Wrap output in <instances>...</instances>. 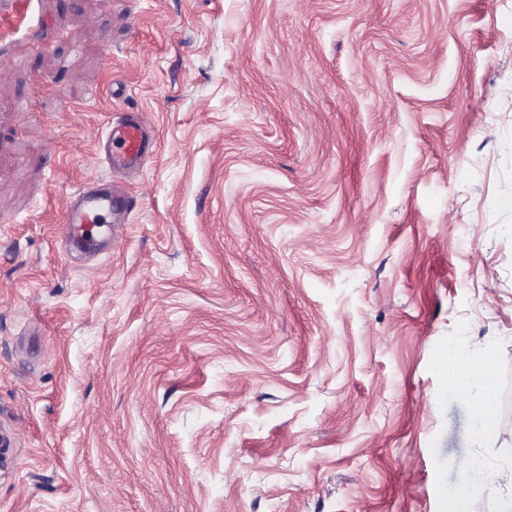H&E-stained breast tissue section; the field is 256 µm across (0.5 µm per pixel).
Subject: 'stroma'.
<instances>
[{
  "mask_svg": "<svg viewBox=\"0 0 512 512\" xmlns=\"http://www.w3.org/2000/svg\"><path fill=\"white\" fill-rule=\"evenodd\" d=\"M42 2L0 44V512H449L476 448L512 498V0ZM104 112L156 149L86 260ZM131 200L125 197L121 191L98 192L83 186L75 191L74 200L63 209L59 236L65 245L81 241L84 245H91L95 234H99L94 228H101V212H117L128 210ZM81 230V239L75 238V231ZM95 233V234H94ZM448 383L471 412L475 434L483 436L494 428L499 393L486 362L471 348L448 349Z\"/></svg>",
  "mask_w": 512,
  "mask_h": 512,
  "instance_id": "35a3bbf8",
  "label": "stroma"
}]
</instances>
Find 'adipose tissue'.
<instances>
[{
	"mask_svg": "<svg viewBox=\"0 0 512 512\" xmlns=\"http://www.w3.org/2000/svg\"><path fill=\"white\" fill-rule=\"evenodd\" d=\"M447 370L449 385L470 409L476 434L490 432L495 424L499 393L486 362L471 348L459 345L448 351ZM497 478L483 457L472 453L451 512H512V500L491 494Z\"/></svg>",
	"mask_w": 512,
	"mask_h": 512,
	"instance_id": "adipose-tissue-1",
	"label": "adipose tissue"
}]
</instances>
